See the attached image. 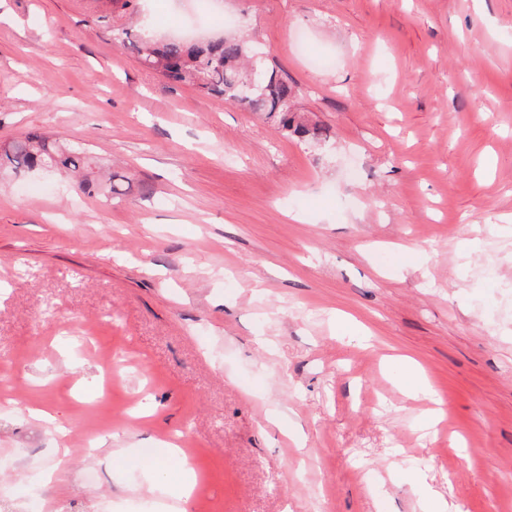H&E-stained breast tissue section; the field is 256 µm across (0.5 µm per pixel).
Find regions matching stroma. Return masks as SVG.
Returning a JSON list of instances; mask_svg holds the SVG:
<instances>
[{"label": "stroma", "instance_id": "stroma-1", "mask_svg": "<svg viewBox=\"0 0 512 512\" xmlns=\"http://www.w3.org/2000/svg\"><path fill=\"white\" fill-rule=\"evenodd\" d=\"M214 6L327 140L114 48L195 0H0V146H89L125 188L0 172V500L34 474L41 512H161L139 451L184 429L188 512H512V0ZM119 348L143 399L100 397Z\"/></svg>", "mask_w": 512, "mask_h": 512}]
</instances>
